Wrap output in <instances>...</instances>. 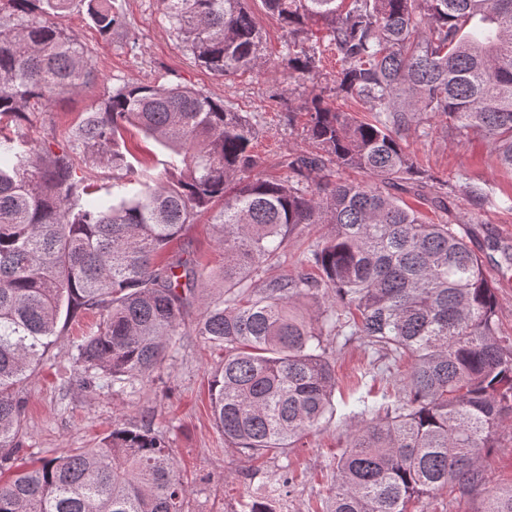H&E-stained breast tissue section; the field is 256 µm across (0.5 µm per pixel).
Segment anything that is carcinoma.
I'll return each mask as SVG.
<instances>
[{
  "mask_svg": "<svg viewBox=\"0 0 512 512\" xmlns=\"http://www.w3.org/2000/svg\"><path fill=\"white\" fill-rule=\"evenodd\" d=\"M171 29L214 76L263 64L247 0H161ZM288 34L281 65L297 84L323 75L334 50L336 97L368 121L310 94L301 109L315 151L288 154L289 175L254 173L246 112L181 84L119 87L59 152L20 131L34 107L76 93L99 71L64 18L76 4L101 35L123 25L114 0H8L0 13V471L19 453V393L69 323L99 315L73 342L84 385L135 391L187 335L201 273L170 246L199 213L224 249V297L203 300L193 333L224 359L210 383L224 442L252 459L283 455L333 415L328 343L358 337L375 361L409 363L396 403L370 405L336 458L327 512H408L440 488L486 485L482 453L512 421V346L497 337L494 288L481 257L450 224L421 218L402 194L512 211V195L452 187L419 170L406 137L424 114L495 143L512 170V0H264ZM321 22L326 43L311 41ZM139 128L168 152L162 170L135 167L123 139ZM112 170V190L93 171ZM358 171L371 182L333 179ZM302 224L330 232L304 260L316 273L272 280ZM321 298L310 320L297 303ZM187 482L164 439L117 427L96 448L42 457L0 482V512H184ZM482 512H512V486Z\"/></svg>",
  "mask_w": 512,
  "mask_h": 512,
  "instance_id": "carcinoma-1",
  "label": "carcinoma"
}]
</instances>
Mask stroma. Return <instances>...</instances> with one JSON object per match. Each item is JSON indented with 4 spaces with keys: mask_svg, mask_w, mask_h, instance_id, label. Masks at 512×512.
<instances>
[{
    "mask_svg": "<svg viewBox=\"0 0 512 512\" xmlns=\"http://www.w3.org/2000/svg\"><path fill=\"white\" fill-rule=\"evenodd\" d=\"M115 3L125 26L108 39L99 34L86 11L72 12L67 18L69 28L94 58L100 78L37 109L24 128L28 140L39 146L51 140L64 144L66 133L88 117L109 90L134 83H181L251 113L259 129L255 144L261 159L259 175L286 177L285 154L310 148L302 136L304 116L289 119V107H300L313 92L328 102L337 100L332 82L300 86L289 81L279 63L286 34L263 0H248V7L263 33L268 63L261 70L230 78L214 76L194 63L170 30L160 0ZM130 37L136 38L138 52L128 50ZM409 149L421 170L440 179L452 182L465 175L512 195V172L500 166L494 145L473 133L460 134L448 119L423 116L418 131L409 138ZM415 207L426 221L452 225L482 250L484 274L496 293L497 334L512 344V212L491 213L487 223L478 224L473 209L462 200L445 211L422 200ZM209 220V214H200L179 247L185 258L203 270L207 297L217 298L224 294V256ZM327 231L322 224L301 226L285 243L286 260L268 266L266 278L301 271L302 259ZM96 323V317L89 315L71 324L27 379L21 392L25 409L18 459L28 462L70 448L97 447L117 424L147 426L164 436L188 482L185 512H249L261 487L278 488L275 512H324L336 481V454L360 421V401L382 402L384 396L394 395L404 376L400 369L385 376L375 373L359 340L332 348L336 370L332 417L289 449L287 456L253 460L227 447L213 423L209 384L221 363L220 353L198 337L186 336L159 370L142 379L136 393L103 382L86 388L80 382L71 342ZM480 468L488 487L512 485V425L499 430L497 445L483 453ZM483 506V492L456 485L413 501L409 509L481 512Z\"/></svg>",
    "mask_w": 512,
    "mask_h": 512,
    "instance_id": "35a3bbf8",
    "label": "stroma"
}]
</instances>
